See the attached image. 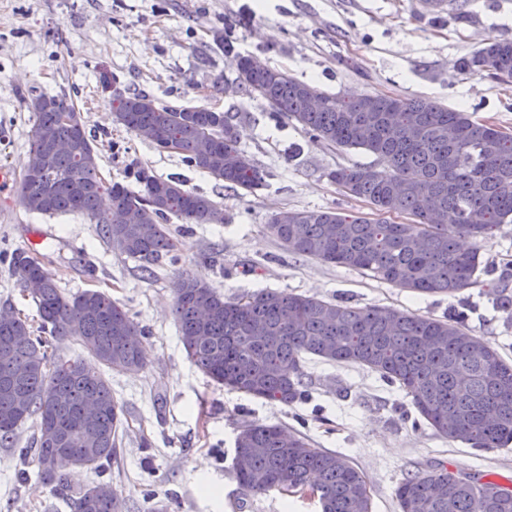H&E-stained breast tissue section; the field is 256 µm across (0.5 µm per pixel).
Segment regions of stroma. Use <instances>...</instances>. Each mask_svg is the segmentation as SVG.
I'll return each mask as SVG.
<instances>
[{
	"label": "stroma",
	"instance_id": "35a3bbf8",
	"mask_svg": "<svg viewBox=\"0 0 512 512\" xmlns=\"http://www.w3.org/2000/svg\"><path fill=\"white\" fill-rule=\"evenodd\" d=\"M492 38L512 41V0H0V169L19 176L28 160L34 115L23 96L63 90L95 138L104 179L126 182L132 166L142 164L223 202L229 218L170 220L178 258L146 279L85 216L50 217L18 205L0 213L1 254L30 250L64 293L104 290L149 333L146 369L108 375L130 430L109 469L68 473L71 492L111 482L128 512H148L150 491L167 512H320L310 495L241 490L235 440L251 421L282 424L304 433L312 447L344 455L365 473L373 512H398L397 484L440 465L512 486V443L479 451L413 427L409 397L365 369L308 361L309 396L289 407L217 387L188 359L171 312L172 283L184 269L227 297L268 288L436 318L463 309L468 329L512 363V319L484 290L490 279L512 280V223L477 240L479 282L455 296L417 294L289 254L265 229L272 215L329 207L369 213L367 202L345 196L328 174L376 158L312 141L265 100L243 95L234 62L235 54L253 55L348 98L436 100L512 134V78L456 68ZM227 44L233 54H225ZM126 89L161 105H205L235 116L243 127L240 147L267 172L266 187L254 195L226 189L180 154L127 131L112 116L114 92ZM0 512L73 510L53 496L34 464L0 448Z\"/></svg>",
	"mask_w": 512,
	"mask_h": 512
}]
</instances>
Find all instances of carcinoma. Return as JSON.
<instances>
[{
  "label": "carcinoma",
  "instance_id": "carcinoma-1",
  "mask_svg": "<svg viewBox=\"0 0 512 512\" xmlns=\"http://www.w3.org/2000/svg\"><path fill=\"white\" fill-rule=\"evenodd\" d=\"M464 75L512 78V41L491 39L461 57ZM238 88L266 100L311 138L339 149H361L383 164L338 167L328 173L346 194L368 202L378 218L335 208L294 211L286 224L272 217L267 232L288 252L367 271L422 295H456L477 283L479 252L456 238L485 239L512 222V136L423 98L365 95L346 99L288 72L237 69ZM318 93L326 105L313 110ZM35 116L17 200L28 212L80 214L96 224L112 250L139 263L145 277L179 250L165 222L224 224V204L183 182L136 165L133 184L107 183L80 113L65 93L23 98ZM115 121L156 145L172 142L183 161L230 190L255 194L267 173L240 149L243 130L233 116L207 106L158 105L145 93L112 99ZM110 207L100 208L103 195ZM410 215L415 224L393 223ZM8 269L30 294L39 326L18 313L0 320V447L32 459L52 492L67 489L65 471L45 466L65 456L69 467L100 470L112 462L125 410L100 370L56 354L54 342L74 339L111 372L141 371L146 333L121 303L85 289L65 294L30 252L17 249ZM497 309L512 319V290L503 276L485 284ZM173 313L188 358L214 384L292 406L307 399L305 364L316 357L366 368L411 398L415 425L476 449L512 442V364L465 325L395 309L357 308L286 291L263 289L226 298L187 271L173 282ZM97 403L87 417L88 400ZM36 425L31 444L19 433ZM233 470L246 492L316 495L321 512H372L364 473L343 455L313 448L300 432L249 422L236 438ZM400 512H512V488L444 467L408 475L394 492ZM74 512H124L110 482L78 493Z\"/></svg>",
  "mask_w": 512,
  "mask_h": 512
}]
</instances>
